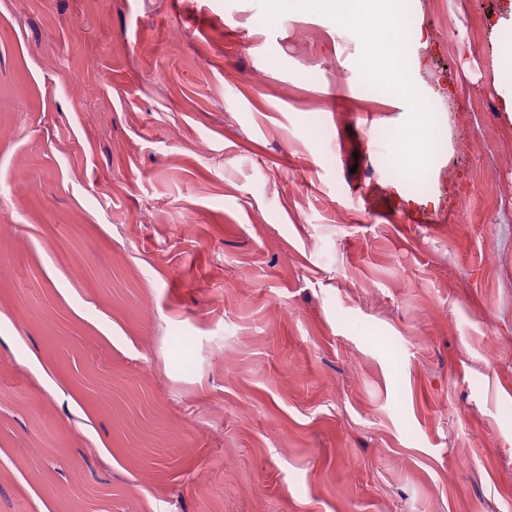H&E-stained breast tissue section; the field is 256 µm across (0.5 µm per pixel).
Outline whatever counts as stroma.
Wrapping results in <instances>:
<instances>
[{
	"instance_id": "1",
	"label": "stroma",
	"mask_w": 512,
	"mask_h": 512,
	"mask_svg": "<svg viewBox=\"0 0 512 512\" xmlns=\"http://www.w3.org/2000/svg\"><path fill=\"white\" fill-rule=\"evenodd\" d=\"M511 5L414 4L424 202L321 14L0 0V512H512ZM510 20L502 19L495 25L494 56L496 58L495 80L507 86L502 94L501 107L512 119V5L509 6Z\"/></svg>"
}]
</instances>
